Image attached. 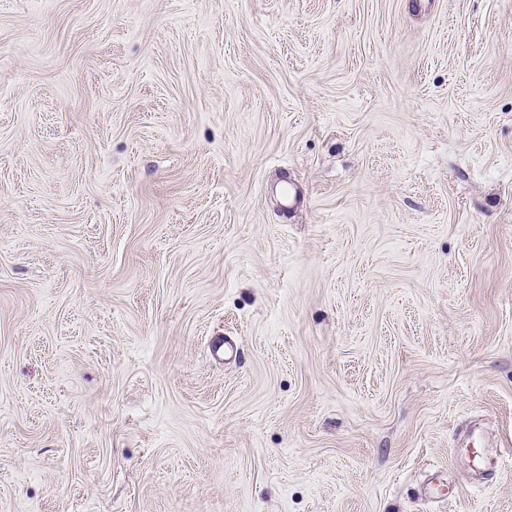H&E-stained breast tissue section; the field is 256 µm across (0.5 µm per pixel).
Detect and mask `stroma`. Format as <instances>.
Instances as JSON below:
<instances>
[{"instance_id": "35a3bbf8", "label": "stroma", "mask_w": 512, "mask_h": 512, "mask_svg": "<svg viewBox=\"0 0 512 512\" xmlns=\"http://www.w3.org/2000/svg\"><path fill=\"white\" fill-rule=\"evenodd\" d=\"M0 512H512V0H0Z\"/></svg>"}]
</instances>
